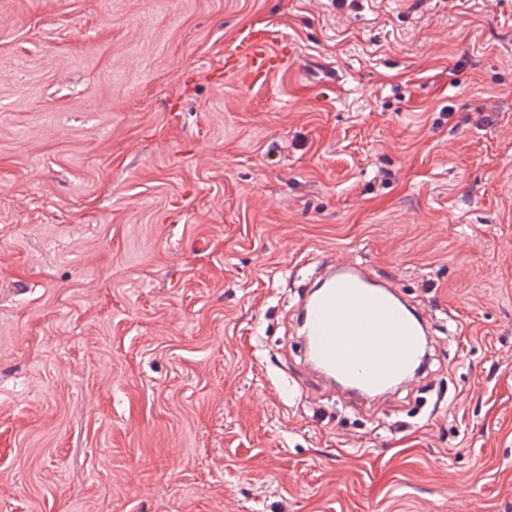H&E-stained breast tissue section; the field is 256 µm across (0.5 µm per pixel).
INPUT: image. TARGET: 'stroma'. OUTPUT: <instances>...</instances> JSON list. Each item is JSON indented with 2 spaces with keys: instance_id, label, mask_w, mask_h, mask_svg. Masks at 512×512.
<instances>
[{
  "instance_id": "35a3bbf8",
  "label": "stroma",
  "mask_w": 512,
  "mask_h": 512,
  "mask_svg": "<svg viewBox=\"0 0 512 512\" xmlns=\"http://www.w3.org/2000/svg\"><path fill=\"white\" fill-rule=\"evenodd\" d=\"M327 256L435 316L379 404ZM0 512H512V0H0ZM264 35L254 33L239 41L236 63L241 62L251 79L266 78L275 68L273 56L264 44ZM326 269L298 307L309 369L333 388L381 399L424 366L428 314L403 304L363 263L327 261Z\"/></svg>"
}]
</instances>
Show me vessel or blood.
I'll list each match as a JSON object with an SVG mask.
<instances>
[{"label":"vessel or blood","mask_w":512,"mask_h":512,"mask_svg":"<svg viewBox=\"0 0 512 512\" xmlns=\"http://www.w3.org/2000/svg\"><path fill=\"white\" fill-rule=\"evenodd\" d=\"M236 59L254 79L275 68L260 33L239 41ZM326 269L298 307L309 369L330 386L382 398L388 387L424 366L428 315L403 304L363 263L330 261Z\"/></svg>","instance_id":"obj_1"}]
</instances>
